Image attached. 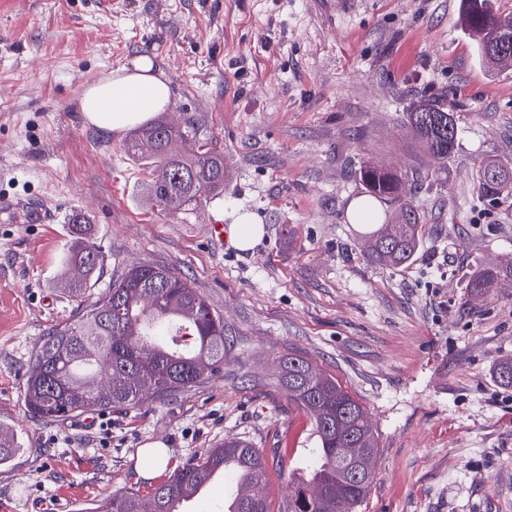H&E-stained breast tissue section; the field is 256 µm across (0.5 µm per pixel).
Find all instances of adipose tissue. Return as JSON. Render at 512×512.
Here are the masks:
<instances>
[{"mask_svg":"<svg viewBox=\"0 0 512 512\" xmlns=\"http://www.w3.org/2000/svg\"><path fill=\"white\" fill-rule=\"evenodd\" d=\"M169 97V86L157 75L153 60L140 57L86 86L81 108L90 123L114 132L144 123L166 107Z\"/></svg>","mask_w":512,"mask_h":512,"instance_id":"ef3b65f1","label":"adipose tissue"}]
</instances>
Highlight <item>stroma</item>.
Here are the masks:
<instances>
[{
    "label": "stroma",
    "mask_w": 512,
    "mask_h": 512,
    "mask_svg": "<svg viewBox=\"0 0 512 512\" xmlns=\"http://www.w3.org/2000/svg\"><path fill=\"white\" fill-rule=\"evenodd\" d=\"M141 56L169 84L163 113H204L224 154V193L177 213L148 196L129 130L89 124L91 82ZM447 95L458 145L436 167L403 114ZM512 167V67L488 69L461 27L460 0H0V421L25 450L0 466L6 512H75L116 491L149 492L141 450L162 442L168 470L227 438L270 458L276 512L317 438L281 387L297 354L366 406L378 435L375 479L358 512H512V277L474 294V272L512 261V206L488 208L476 173ZM366 161L426 178L410 198L425 221L412 263L385 268L347 218ZM104 266L94 301L133 264L190 280L224 319V371L168 400L53 423L23 401L37 342L77 312L62 258L73 214ZM249 216L251 250L218 246L208 216Z\"/></svg>",
    "instance_id": "35a3bbf8"
}]
</instances>
